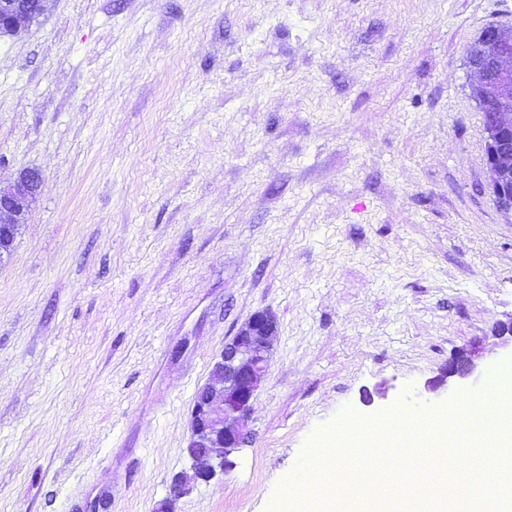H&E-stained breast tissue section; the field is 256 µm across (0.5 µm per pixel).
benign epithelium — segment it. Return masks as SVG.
Instances as JSON below:
<instances>
[{
  "label": "benign epithelium",
  "mask_w": 512,
  "mask_h": 512,
  "mask_svg": "<svg viewBox=\"0 0 512 512\" xmlns=\"http://www.w3.org/2000/svg\"><path fill=\"white\" fill-rule=\"evenodd\" d=\"M48 0H0V37L28 29L46 11ZM497 29L482 31L467 54L471 71H485L495 87L494 101L479 103L485 117L487 188L503 209L512 210V176L505 161L512 159V133L500 123V111L512 109V73L497 71L493 54ZM43 176L37 169H24L9 183L0 184V263L9 258L27 216L39 202ZM277 335L274 316L254 314L237 332L211 365L210 379L196 391L185 447L194 479L209 482L232 465L231 456L248 439V421L255 393L266 375ZM481 366L472 351L460 350L443 369L431 390L445 383L465 381ZM189 487L176 476L159 512H176L177 501Z\"/></svg>",
  "instance_id": "7a95c632"
}]
</instances>
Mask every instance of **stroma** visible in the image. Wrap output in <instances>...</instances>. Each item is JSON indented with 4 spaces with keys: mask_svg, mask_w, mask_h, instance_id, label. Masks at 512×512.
<instances>
[{
    "mask_svg": "<svg viewBox=\"0 0 512 512\" xmlns=\"http://www.w3.org/2000/svg\"><path fill=\"white\" fill-rule=\"evenodd\" d=\"M490 25L512 0H50L0 38V181L43 175L0 266V512H154L259 311L249 441L179 512H273L344 410L482 391L512 359L466 66ZM462 348L481 377L427 392Z\"/></svg>",
    "mask_w": 512,
    "mask_h": 512,
    "instance_id": "obj_1",
    "label": "stroma"
}]
</instances>
